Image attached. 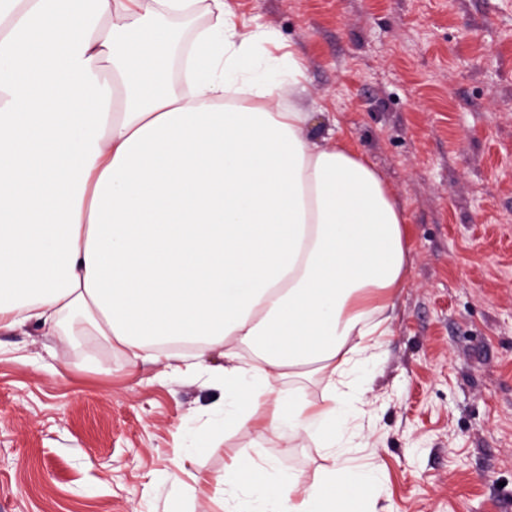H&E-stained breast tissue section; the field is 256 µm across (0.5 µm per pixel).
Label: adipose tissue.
<instances>
[{
  "mask_svg": "<svg viewBox=\"0 0 512 512\" xmlns=\"http://www.w3.org/2000/svg\"><path fill=\"white\" fill-rule=\"evenodd\" d=\"M198 2L0 0V331L74 325L189 371L221 350L212 421L327 460L232 458L209 481L222 512H367L355 372L407 283L404 209L364 154L307 136L302 60L229 0L173 84L172 20ZM302 368L321 401L278 389Z\"/></svg>",
  "mask_w": 512,
  "mask_h": 512,
  "instance_id": "ef3b65f1",
  "label": "adipose tissue"
}]
</instances>
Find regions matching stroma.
<instances>
[{
  "mask_svg": "<svg viewBox=\"0 0 512 512\" xmlns=\"http://www.w3.org/2000/svg\"><path fill=\"white\" fill-rule=\"evenodd\" d=\"M305 59L309 134L335 129L405 206L410 272L362 372L379 512H512V0H231ZM201 371L35 322L0 332V512H209L174 451L312 474L263 427L209 424Z\"/></svg>",
  "mask_w": 512,
  "mask_h": 512,
  "instance_id": "obj_1",
  "label": "stroma"
}]
</instances>
